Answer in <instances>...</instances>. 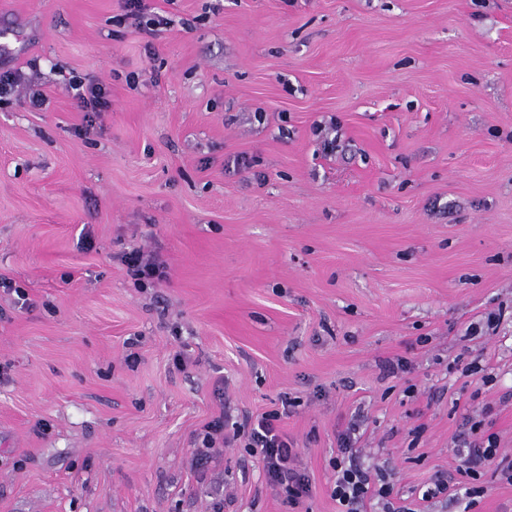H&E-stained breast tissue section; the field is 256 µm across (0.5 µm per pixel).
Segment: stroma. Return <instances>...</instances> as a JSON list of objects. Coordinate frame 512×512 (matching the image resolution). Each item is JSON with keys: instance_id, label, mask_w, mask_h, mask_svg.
<instances>
[{"instance_id": "obj_1", "label": "stroma", "mask_w": 512, "mask_h": 512, "mask_svg": "<svg viewBox=\"0 0 512 512\" xmlns=\"http://www.w3.org/2000/svg\"><path fill=\"white\" fill-rule=\"evenodd\" d=\"M144 4L173 25L0 0V67L47 98L0 101V275L29 298L0 292V512H285L196 439L285 395L309 512L359 413L404 491L456 466L466 412L512 452V0ZM76 73L109 91L91 124ZM132 247L168 281L134 284Z\"/></svg>"}]
</instances>
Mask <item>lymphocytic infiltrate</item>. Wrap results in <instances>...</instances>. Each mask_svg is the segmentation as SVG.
Here are the masks:
<instances>
[{"mask_svg":"<svg viewBox=\"0 0 512 512\" xmlns=\"http://www.w3.org/2000/svg\"><path fill=\"white\" fill-rule=\"evenodd\" d=\"M281 412L272 410L258 417L250 430L228 428L224 418L208 423L202 446H229L243 441L244 449L256 457L266 481L278 491L284 505L295 508L309 497L312 484L309 476L293 467L295 448L287 435L277 427ZM469 435L457 440V464L451 470L435 471L422 486L400 493L397 480L384 467L364 466L356 446V429L348 427L338 438L335 457L330 461L332 481L330 497L336 512H368L377 504L380 512H430L431 504L445 500L453 512H477L488 490L489 481L512 485V454L501 452L496 433L484 432L483 421L466 416Z\"/></svg>","mask_w":512,"mask_h":512,"instance_id":"1","label":"lymphocytic infiltrate"}]
</instances>
